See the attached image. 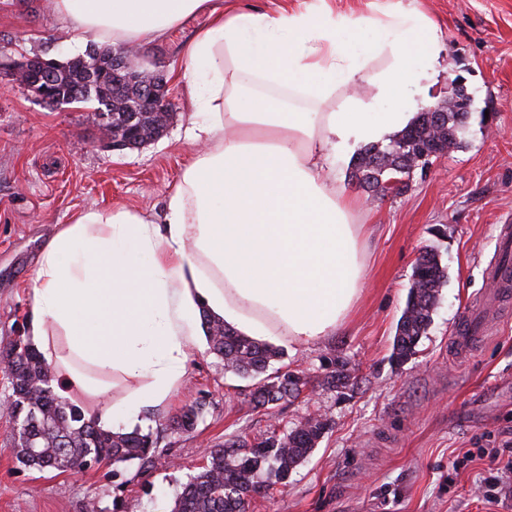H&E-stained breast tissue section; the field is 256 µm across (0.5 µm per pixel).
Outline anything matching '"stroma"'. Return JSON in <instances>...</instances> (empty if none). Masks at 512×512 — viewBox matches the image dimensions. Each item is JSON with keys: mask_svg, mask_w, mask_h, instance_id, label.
<instances>
[{"mask_svg": "<svg viewBox=\"0 0 512 512\" xmlns=\"http://www.w3.org/2000/svg\"><path fill=\"white\" fill-rule=\"evenodd\" d=\"M440 31L441 72L417 95L425 109L447 99L463 75L473 96L461 148L416 168L399 194L377 195L352 176L336 177L362 202L355 220L372 225L367 282L349 323L324 341L284 349L278 365L298 371L303 393L277 415L253 408L251 379L226 371L210 352L191 351L186 376L166 406L147 413L141 431L159 436L154 467L113 472H38L18 462L13 425L0 416V512H167L182 483L230 434L254 435L323 415L331 428L287 485L256 497L250 512H512L486 505L479 485L487 460L459 474L451 463L474 448L512 442V300L490 317L467 357L453 336L470 305L493 288L502 251L498 234L512 218V0H410ZM205 18L188 21L164 44L139 50L165 71L174 118L144 147L104 152L84 110L53 108L0 77V352L27 327L30 288L44 241L89 207L124 206L162 215L195 147L180 85L182 46ZM91 38L67 29L47 0H0V58L32 52L81 54ZM434 250L448 279L419 352L390 360L396 325L419 254ZM341 355L352 383L327 389L323 359ZM205 400L193 430H165L182 406Z\"/></svg>", "mask_w": 512, "mask_h": 512, "instance_id": "stroma-1", "label": "stroma"}]
</instances>
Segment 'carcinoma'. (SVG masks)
Segmentation results:
<instances>
[{"label":"carcinoma","instance_id":"obj_1","mask_svg":"<svg viewBox=\"0 0 512 512\" xmlns=\"http://www.w3.org/2000/svg\"><path fill=\"white\" fill-rule=\"evenodd\" d=\"M91 62H100V83L84 92L83 70L76 66L58 69L54 92L97 112L112 101L109 124L126 121L127 103L140 97L129 84L127 73L112 67V61L85 53ZM467 122L466 113L450 108L442 114V127L448 131V148L461 145L460 134ZM430 137L425 113L395 134L385 146L371 144L355 157L354 175L360 185L380 193H400L390 180L408 174L409 156ZM447 281V270L438 255L425 250L418 257L405 308L397 323L391 360L403 364L416 355L427 335L439 300L440 288ZM207 345L224 361V368L251 377L256 387L251 393L254 408L266 411L297 398L306 381L294 370L269 371L279 350L224 327V323L204 317ZM10 363L11 395L14 397L10 419L18 429L17 460L38 471H86L108 461L114 466L138 462L145 469L158 458V437L138 429L130 432L103 430L88 419L84 410L68 400H60L51 384L48 366L31 344L16 341L5 352ZM331 370L323 385L329 389L349 386L351 375L341 356L329 358ZM205 408L197 401L173 417L169 424L188 432L194 428ZM326 418L308 416L293 427L256 435H233L210 449L207 464L192 476L175 495L170 512H249L254 496L272 486L285 485L300 464L313 452L329 430Z\"/></svg>","mask_w":512,"mask_h":512}]
</instances>
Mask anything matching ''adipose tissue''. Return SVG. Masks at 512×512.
<instances>
[{"instance_id":"adipose-tissue-1","label":"adipose tissue","mask_w":512,"mask_h":512,"mask_svg":"<svg viewBox=\"0 0 512 512\" xmlns=\"http://www.w3.org/2000/svg\"><path fill=\"white\" fill-rule=\"evenodd\" d=\"M54 5L72 29L136 47L208 20L182 49L190 136L205 148L162 218L88 209L41 249L27 332L56 392L90 400L102 429L132 428L181 387L188 349L206 344L202 314L278 346L334 335L363 291L365 227L326 169L407 122L438 66L434 22L403 0L369 16L326 0L276 16L216 0Z\"/></svg>"}]
</instances>
